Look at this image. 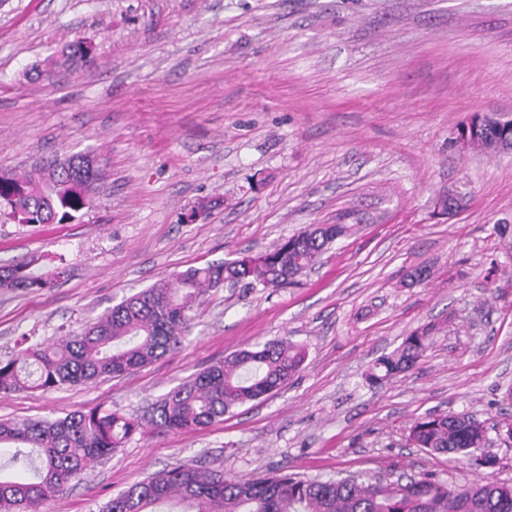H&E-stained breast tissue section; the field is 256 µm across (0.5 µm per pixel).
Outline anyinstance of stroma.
Listing matches in <instances>:
<instances>
[{
  "instance_id": "obj_1",
  "label": "stroma",
  "mask_w": 512,
  "mask_h": 512,
  "mask_svg": "<svg viewBox=\"0 0 512 512\" xmlns=\"http://www.w3.org/2000/svg\"><path fill=\"white\" fill-rule=\"evenodd\" d=\"M81 41L92 52L68 66ZM475 112L512 113V0H0V171L95 158L91 205L68 223L0 212V266L70 268L54 287L0 288V358L21 336L80 333L191 267L256 255L355 208L296 285L214 288L174 352L127 375L0 395V419L102 405L139 415L230 353L303 346L270 397L189 433L145 426L54 497L98 503L174 464L225 477L431 473L512 484V151L454 142ZM464 198L438 215L448 190ZM429 269L428 280L412 278ZM433 344L371 385L418 327ZM429 412L489 425L494 468L407 442Z\"/></svg>"
}]
</instances>
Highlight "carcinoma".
Here are the masks:
<instances>
[{
  "label": "carcinoma",
  "mask_w": 512,
  "mask_h": 512,
  "mask_svg": "<svg viewBox=\"0 0 512 512\" xmlns=\"http://www.w3.org/2000/svg\"><path fill=\"white\" fill-rule=\"evenodd\" d=\"M485 118L468 122L473 148L487 151ZM98 170L70 156L66 164L0 174V204L28 224L62 223L89 203ZM365 222L355 209L334 224H311L273 249L230 262L191 268L172 281L156 283L112 307L74 336L52 344L35 342L0 361V393L51 391L95 383L149 365L175 350L190 312L209 290L226 281L248 287H286L314 266L348 226ZM66 274L20 263L0 269V288L41 291ZM436 328L414 330L402 345L377 359L368 379L382 381L417 365ZM305 351L278 342L242 349L190 377L147 410L148 422L169 431L197 430L224 421L232 409L264 399L297 374ZM142 419L100 405L62 417L12 423L0 421V445L13 448L0 464V512H42L91 465L107 459L137 433ZM488 429L465 415L428 413L410 427L408 441L432 455L453 454L473 466ZM186 504L192 512H512V485L481 480L453 487L435 475L400 474L394 480L358 474L321 480L294 473L226 478L220 471L188 465L165 467L109 499L99 512H160Z\"/></svg>",
  "instance_id": "cac0c4a2"
}]
</instances>
